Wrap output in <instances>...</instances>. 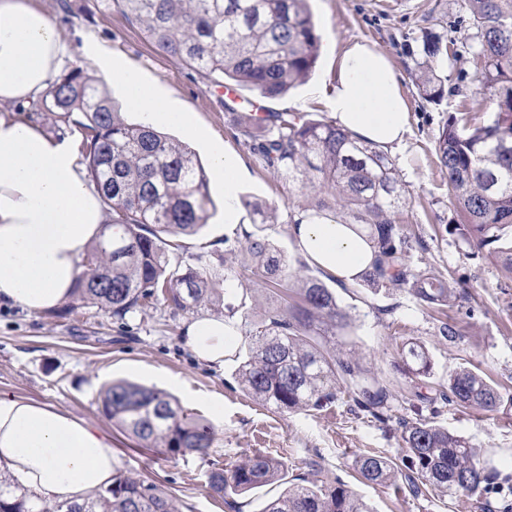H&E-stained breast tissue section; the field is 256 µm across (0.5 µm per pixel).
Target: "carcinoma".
Instances as JSON below:
<instances>
[{"mask_svg": "<svg viewBox=\"0 0 512 512\" xmlns=\"http://www.w3.org/2000/svg\"><path fill=\"white\" fill-rule=\"evenodd\" d=\"M481 61L479 89L495 111L486 120L456 117L443 127L437 157L448 179V197L461 215L454 226L472 250L499 258L512 276V0H466ZM162 53L190 67L205 85L224 82L280 97L311 75L319 40L308 0H112ZM427 61L448 55L439 36L424 42ZM430 71L421 79L426 101L443 96ZM52 112L82 136L80 153L88 176L112 213L103 234L82 258L84 272L74 293L117 323L162 300L173 314L209 302L214 281L251 282L270 290L277 304L248 325L235 378L259 403L282 414L320 411L337 403L401 429L406 455L399 460L357 457L356 473L387 485L401 480L415 495H476L485 512H512V484L487 467L485 451L470 439L426 419L396 414L399 390L379 371L363 368L338 337L350 335L353 316L321 279L306 275V262L290 260L264 235V224L242 229L237 261L211 250L204 266L176 259L181 236L197 233L213 205L196 153L143 124H128L77 66L64 71L34 105ZM243 115L241 135L264 163L318 197L311 215L332 212L354 224L371 245L372 260L359 277L371 290L406 293L431 307L469 301L440 274L417 270L412 253L427 248L400 219L406 190L390 156L359 142L325 117L260 108ZM265 128L257 138L252 126ZM401 357L412 383L432 375L425 344L406 341ZM436 395L455 408L496 411L512 405V389L461 365L438 383ZM102 411L113 425L171 458L206 455L209 424L185 412L168 394L129 381L102 393ZM281 460L261 451L215 470L209 488L226 499L285 479ZM0 512H180L156 485L117 469L112 483L82 503H50L0 475ZM261 512H372L341 480L293 483L265 502Z\"/></svg>", "mask_w": 512, "mask_h": 512, "instance_id": "carcinoma-1", "label": "carcinoma"}]
</instances>
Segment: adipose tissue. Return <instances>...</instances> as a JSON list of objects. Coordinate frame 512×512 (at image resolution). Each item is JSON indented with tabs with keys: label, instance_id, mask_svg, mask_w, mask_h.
<instances>
[{
	"label": "adipose tissue",
	"instance_id": "obj_1",
	"mask_svg": "<svg viewBox=\"0 0 512 512\" xmlns=\"http://www.w3.org/2000/svg\"><path fill=\"white\" fill-rule=\"evenodd\" d=\"M88 60L122 88L147 126L178 124L182 112L151 93L129 64L84 42ZM70 55L58 18L30 0H0V105L30 108ZM325 97L337 125L381 150L400 147L410 118L392 63L375 45L356 41L336 55ZM211 163L224 176V222L236 228L241 171L234 154L213 144ZM107 220L74 148L20 118L0 117V303L40 313L70 298L78 264ZM298 252L325 273L350 283L366 269L370 248L354 227L330 216L293 225ZM231 327L201 316L186 343L208 364H223ZM119 465L112 438L98 427L36 402L0 396V473L51 502L83 501L108 484Z\"/></svg>",
	"mask_w": 512,
	"mask_h": 512
}]
</instances>
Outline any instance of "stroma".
<instances>
[{
	"label": "stroma",
	"mask_w": 512,
	"mask_h": 512,
	"mask_svg": "<svg viewBox=\"0 0 512 512\" xmlns=\"http://www.w3.org/2000/svg\"><path fill=\"white\" fill-rule=\"evenodd\" d=\"M33 2L60 16L72 62L88 75L96 70L81 50L86 37L107 48L114 59L136 67L166 100L184 110V123L162 126L161 131L188 145L207 167L214 202L207 223L183 248L184 259L203 254L208 244L222 241L231 249L238 241L224 222V179L210 168L209 146L217 141L244 165L239 196L273 208L270 238L288 258L296 257L288 216L308 206L312 198L250 151L224 111L223 89L206 87L193 70L153 47L113 9L111 0ZM308 5L321 43L332 41L340 48L355 40L374 43L399 73L411 129L390 157L407 189L403 222L428 245L427 250L414 252L412 263L416 269L443 274L466 291L474 310L469 316L451 307L442 319L408 294L336 282L332 289L338 302L356 315L348 343L363 366L383 372L399 385V415L430 418L449 432L470 438L486 449L499 477L512 479V406L494 412L447 406L431 413L416 398L399 356L401 343L411 339L428 348L435 379L447 378L466 362L502 382L512 377V278L495 255H471L468 244L452 231L459 216L436 157L439 134L450 117L467 112L485 117L491 110L488 96L477 87L480 60L472 47L465 0H309ZM432 33L448 44L447 57L435 66L444 85V96L436 103L424 100L418 89L423 41ZM335 69L333 58L320 52L310 79L267 101V108L313 118L330 116L325 102L310 101L309 96L313 89L329 84ZM67 305L65 313L55 309L31 313L0 305V395L51 405L111 434L122 470L156 484L191 512H231L214 499L208 476L257 450L282 458L289 478L338 479L351 485L374 512H481L474 497H415L392 485L356 482L357 456L403 455L396 426L355 415L343 406L293 414L262 406L236 382L235 352L225 354L219 369L195 357L184 336L191 314L171 315L159 302L128 318L121 328L111 315L77 298H70ZM444 322L454 326L455 336L440 335ZM118 379L155 387L176 398L186 412L210 423L214 441L207 456L171 459L156 449L140 447L113 425L102 412L101 393Z\"/></svg>",
	"instance_id": "obj_1"
}]
</instances>
